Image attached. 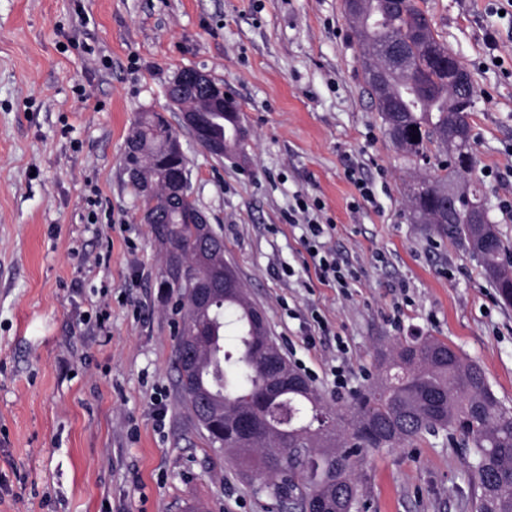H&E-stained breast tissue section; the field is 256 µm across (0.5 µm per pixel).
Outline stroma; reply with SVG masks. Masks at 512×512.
<instances>
[{"instance_id": "35a3bbf8", "label": "stroma", "mask_w": 512, "mask_h": 512, "mask_svg": "<svg viewBox=\"0 0 512 512\" xmlns=\"http://www.w3.org/2000/svg\"><path fill=\"white\" fill-rule=\"evenodd\" d=\"M416 3L472 74L475 174L512 247L507 0ZM190 67L232 92L249 134L219 160L169 112L193 196L327 403L372 383L379 352L432 336L512 410V306L478 256L413 219L408 188L433 169L388 138L343 0H0V512H280L181 404L177 297L123 166L138 113L166 110ZM299 196L321 201L348 287L317 281L286 219ZM315 313L329 331L310 344ZM468 461L442 433L371 450L356 510L470 512Z\"/></svg>"}]
</instances>
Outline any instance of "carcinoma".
I'll return each instance as SVG.
<instances>
[{"label": "carcinoma", "mask_w": 512, "mask_h": 512, "mask_svg": "<svg viewBox=\"0 0 512 512\" xmlns=\"http://www.w3.org/2000/svg\"><path fill=\"white\" fill-rule=\"evenodd\" d=\"M355 34L364 75L379 71L390 105L392 131L408 157L428 158L431 150L449 160L448 173L423 183L425 195L413 211L435 231L480 257L502 300L512 305V270L502 256L512 250L491 224L470 143V95L448 87L447 48L432 19L415 0H360ZM144 149L161 157L179 134L153 123L148 112L135 119ZM417 141H412V136ZM470 158L463 193L452 203L445 192L459 173L457 155ZM162 210L166 223L156 237L166 257L162 288L176 290L183 311L176 369L182 403L205 431L211 448L225 450L287 500L304 486L305 501L323 499L340 512L357 490L358 469L367 452L393 448L439 429L457 433L468 445L471 512H512V412L490 388L483 369L436 338H413L381 354L382 371L355 395L327 427L332 409L311 386L268 392L272 369L264 355L271 340L264 312L239 286L234 267L224 262V240L194 223L195 209L170 203L163 193L142 200ZM306 448L309 457L288 476L284 455Z\"/></svg>", "instance_id": "cac0c4a2"}]
</instances>
